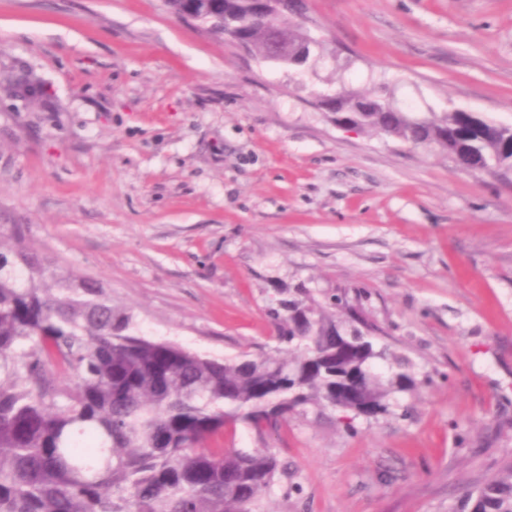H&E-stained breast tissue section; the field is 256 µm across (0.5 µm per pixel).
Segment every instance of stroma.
Masks as SVG:
<instances>
[{"instance_id": "obj_1", "label": "stroma", "mask_w": 512, "mask_h": 512, "mask_svg": "<svg viewBox=\"0 0 512 512\" xmlns=\"http://www.w3.org/2000/svg\"><path fill=\"white\" fill-rule=\"evenodd\" d=\"M295 73L165 0H0V224L146 337L272 351L281 288L364 292L415 364L405 413L310 410L227 448L287 468L264 512H450L512 456V182L338 128L321 95L512 123V0H305Z\"/></svg>"}]
</instances>
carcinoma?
<instances>
[{"mask_svg":"<svg viewBox=\"0 0 512 512\" xmlns=\"http://www.w3.org/2000/svg\"><path fill=\"white\" fill-rule=\"evenodd\" d=\"M191 3L219 25L242 24L266 56V29L245 25V0H166L177 16ZM293 10L278 0L272 20L290 52L309 39L288 22ZM334 98L337 117L362 130L432 147L474 174H512V125L402 112L383 84ZM336 308L290 289L269 311L286 350L210 358L144 337L102 285L60 272L18 225L0 224V512H260L286 467L267 449L208 441L238 422L263 436L310 408L349 426L416 386L408 356L376 348L384 331L359 301L338 296ZM455 512H512V459Z\"/></svg>","mask_w":512,"mask_h":512,"instance_id":"1","label":"carcinoma"}]
</instances>
